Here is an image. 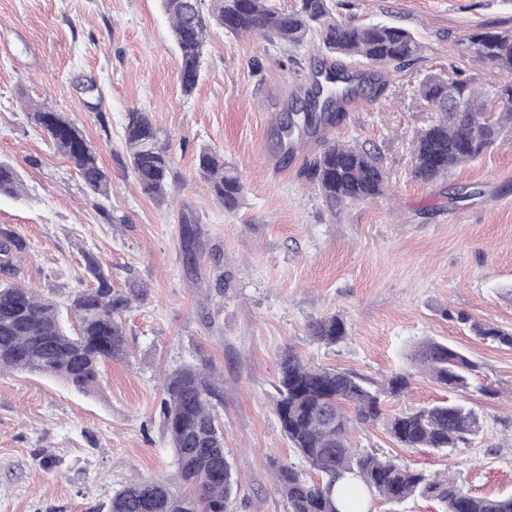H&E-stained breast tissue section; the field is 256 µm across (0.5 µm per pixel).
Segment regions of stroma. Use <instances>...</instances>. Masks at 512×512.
Masks as SVG:
<instances>
[{"mask_svg": "<svg viewBox=\"0 0 512 512\" xmlns=\"http://www.w3.org/2000/svg\"><path fill=\"white\" fill-rule=\"evenodd\" d=\"M335 13L409 29L421 58L286 159L271 125L321 61L317 40L284 51L257 33L213 30L202 78L186 97L160 0H0V160L22 182L19 196L0 195V225L30 245L12 260L19 281L51 295L66 323L71 293L91 284L85 254L104 263L114 287L146 290L123 316L126 356L104 363L93 391L0 375V512H107L128 480L168 477L160 380L203 359L224 376L218 414L240 482L237 512H287L271 463H305L273 412L281 355L292 349L380 382L408 368L427 339L477 364L463 398L480 414V432L435 452L400 447L382 425L357 424L354 447L450 473L477 496L512 494V348L456 319L512 330V125L448 178L413 176V138L430 117L420 84L461 76L493 94L502 77L470 56L467 38L485 26L511 32L512 0H337ZM91 81L100 95L85 92ZM34 104L76 121L110 174L108 196L92 194L28 120ZM134 108L150 112L169 138L182 181L167 202L144 195L126 165L123 128ZM336 140L376 147L388 187L333 212L302 170ZM207 146L241 177L237 211L224 210L195 173ZM185 215L200 231L191 266ZM330 315L345 319L349 335L328 347L309 326Z\"/></svg>", "mask_w": 512, "mask_h": 512, "instance_id": "obj_1", "label": "stroma"}]
</instances>
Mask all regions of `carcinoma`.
I'll return each mask as SVG.
<instances>
[{
	"label": "carcinoma",
	"instance_id": "obj_1",
	"mask_svg": "<svg viewBox=\"0 0 512 512\" xmlns=\"http://www.w3.org/2000/svg\"><path fill=\"white\" fill-rule=\"evenodd\" d=\"M171 20L178 50L179 80L185 96L194 93L201 75L204 47L211 31L222 29L236 37L260 33L279 47L300 46L316 37L334 56L358 58L395 71L419 59L420 43L407 29L390 24H357L336 18L332 0H299L291 11L270 0H161ZM475 58L512 74V33L484 30L467 38ZM325 73L334 85L316 84L303 90V99L291 111L276 117L274 133L283 155L295 149L303 136H314L337 125L345 116L342 106L365 93L366 77L336 65L314 71ZM420 94L435 119L416 133L413 175L425 183L448 176L452 169L478 159L498 139L501 128L512 124V81L500 86L495 99L478 98L461 78L431 75ZM29 118L54 151L70 160L84 185L105 194L109 172L82 130L47 106L32 107ZM129 167L141 192L161 202L169 186L180 181L170 146L149 113L129 110L124 126ZM196 169L212 196L227 211L237 210L244 188L237 170L223 156L203 148ZM331 210L381 195L387 172L378 151L357 143L334 141L306 169ZM16 171L0 162V194L16 195ZM187 258L195 252V220L182 217ZM29 249L28 242L9 226L0 227V372L16 370L59 378L81 391L95 388L106 359L127 352L121 316L143 298V288L112 287L111 276L92 254L85 256L87 273L95 286L78 291L71 300L78 322L70 333L59 319L50 296L16 280L14 253ZM477 335L501 345H512V332L475 323ZM312 337L327 346L344 341L347 323L338 315L310 325ZM418 371L450 392L471 387L477 364L461 351L435 340L421 342L412 355ZM413 373L400 372L379 384L357 373L316 366L293 350L279 362L273 410L288 443L323 480L312 483L298 468L272 464L288 512H358L360 499L336 493V484L355 480L369 497L401 503L412 497L439 502L442 512H512V494L478 497L456 479L413 470L393 455L361 452L352 447V419L344 405L353 407L363 423L382 422L387 433L405 448H455L477 434L481 417L471 406L445 400L397 414L383 413L388 397L400 396ZM223 398V378L205 359L166 374L160 407L165 434L173 450V472L165 479L132 480L112 495L109 512H236L233 502L239 481L224 453V434L216 413Z\"/></svg>",
	"mask_w": 512,
	"mask_h": 512
}]
</instances>
